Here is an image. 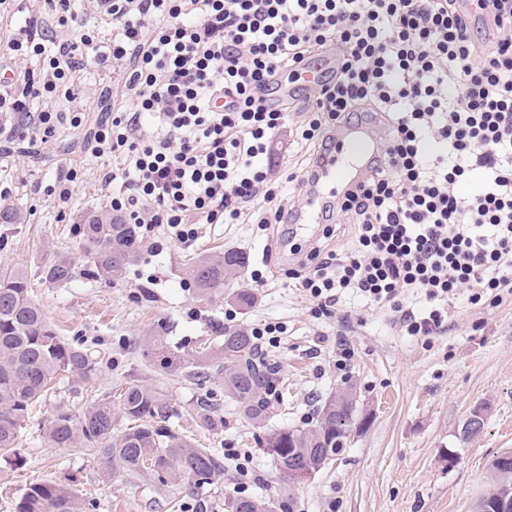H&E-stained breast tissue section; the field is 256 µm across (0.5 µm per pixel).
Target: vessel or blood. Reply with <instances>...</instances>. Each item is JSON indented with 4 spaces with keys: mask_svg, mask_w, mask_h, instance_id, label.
Here are the masks:
<instances>
[{
    "mask_svg": "<svg viewBox=\"0 0 512 512\" xmlns=\"http://www.w3.org/2000/svg\"><path fill=\"white\" fill-rule=\"evenodd\" d=\"M302 78L278 86L276 100L283 101L310 92L315 83L326 80L336 72V49L326 47L317 60L301 64ZM330 147L320 159L314 175L320 189L329 194L347 191L355 186L366 171L369 156L375 151L371 131L358 125L344 123L330 133Z\"/></svg>",
    "mask_w": 512,
    "mask_h": 512,
    "instance_id": "b4317fda",
    "label": "vessel or blood"
}]
</instances>
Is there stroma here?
<instances>
[{
	"mask_svg": "<svg viewBox=\"0 0 512 512\" xmlns=\"http://www.w3.org/2000/svg\"><path fill=\"white\" fill-rule=\"evenodd\" d=\"M15 16L0 19V70L23 71L5 51L22 25L43 27L39 0H15ZM79 94L70 107L85 114L88 125L62 129L56 142L24 149L21 127L0 130V189L21 209L22 223L0 225V266L25 270L31 292L45 307L50 323L66 342L81 345L96 362L85 379H65L38 408L18 442L20 465L0 460V512L33 483L72 485L79 512H197L191 494L164 490L147 476L107 475L91 451L51 445L47 428L62 410L80 414L108 394L132 384L163 394L175 410L170 429L195 446L225 459L223 472L209 486L207 512H224L225 495L288 499L290 512H474L492 460L512 451V298L500 305L467 301L461 289L449 303L444 332L407 335L387 310L342 300L333 313L313 318L311 301L296 288L290 271L296 263L279 243L275 229L253 224H200L197 240L185 246L162 225L146 234L139 258L123 281L107 284L88 277L89 258L77 232L82 215L108 207L113 193L102 181V164L89 151L93 124L112 105H126L118 69L76 75ZM78 178L67 203L46 194L64 168ZM217 250L246 253L249 271L224 285L222 295L199 298L184 279L188 259ZM68 254L74 280L63 287L42 277L56 255ZM266 283L254 288L251 270ZM253 288L250 308H238L233 293ZM235 325L284 323L286 331L268 355L283 366L284 403L274 406L266 428L248 423L225 396L219 378L196 385L184 370L165 369L163 356H190L224 341L225 314ZM164 324L163 347L148 349L142 338ZM357 392L364 425L353 430L336 459L298 483L280 478L261 447L264 429L304 428L341 387ZM209 400L223 426L196 420L194 408ZM487 409L482 434L462 439L469 412ZM234 449L237 460L226 459ZM456 463H449V452Z\"/></svg>",
	"mask_w": 512,
	"mask_h": 512,
	"instance_id": "1",
	"label": "stroma"
}]
</instances>
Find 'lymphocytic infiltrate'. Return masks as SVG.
<instances>
[{
    "mask_svg": "<svg viewBox=\"0 0 512 512\" xmlns=\"http://www.w3.org/2000/svg\"><path fill=\"white\" fill-rule=\"evenodd\" d=\"M106 23L110 40L87 28L50 49L20 27L7 50L40 70L0 90V113L50 143L85 119L61 107L76 73L121 67L131 106L112 108L90 150L113 160L103 179L129 223L187 246L200 224L284 223V186L304 185L329 128L372 114L379 157L336 203L356 239L342 253L312 244L293 274L313 314L349 295L431 336L460 289L473 305L512 296V0H112ZM328 45L335 80L271 102ZM290 127L306 163L280 182L275 141ZM409 291L428 308L404 307Z\"/></svg>",
    "mask_w": 512,
    "mask_h": 512,
    "instance_id": "1",
    "label": "lymphocytic infiltrate"
}]
</instances>
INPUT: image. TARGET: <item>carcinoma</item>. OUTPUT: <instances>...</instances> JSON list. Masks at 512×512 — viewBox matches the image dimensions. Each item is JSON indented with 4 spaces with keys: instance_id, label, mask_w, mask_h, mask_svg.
Returning <instances> with one entry per match:
<instances>
[{
    "instance_id": "carcinoma-1",
    "label": "carcinoma",
    "mask_w": 512,
    "mask_h": 512,
    "mask_svg": "<svg viewBox=\"0 0 512 512\" xmlns=\"http://www.w3.org/2000/svg\"><path fill=\"white\" fill-rule=\"evenodd\" d=\"M78 232L91 259L89 274L112 284L122 280L127 266L141 247L140 225L129 224L120 214L107 210L83 215ZM246 254L224 251L198 255L185 275L201 297L211 298L224 281L247 267ZM43 278L58 286L75 278L72 262L60 257L45 267ZM25 271L0 269V459L19 462L18 439L39 401L55 389L65 375L88 377L96 362L81 347L57 336L40 302L29 292ZM188 376L201 381L211 374L224 379V393L235 400L243 417L254 424L269 418L280 401L281 366L260 353L246 328L224 330L221 348L203 353L190 362ZM174 409L164 395L130 385L112 398L98 400L79 416L66 411L54 415L48 437L57 448L85 446L108 472L148 475L159 487L186 488L201 492L224 469L221 459L208 448H196L167 426ZM126 421L114 431L115 416ZM358 419L355 396L342 392L331 397L307 428L273 429L262 440L279 475L290 481L316 464L341 452L347 432ZM499 480L489 475L477 501V512L493 509ZM76 490L53 482L28 488L14 504V512H77ZM275 498L224 496L225 512H283Z\"/></svg>"
}]
</instances>
